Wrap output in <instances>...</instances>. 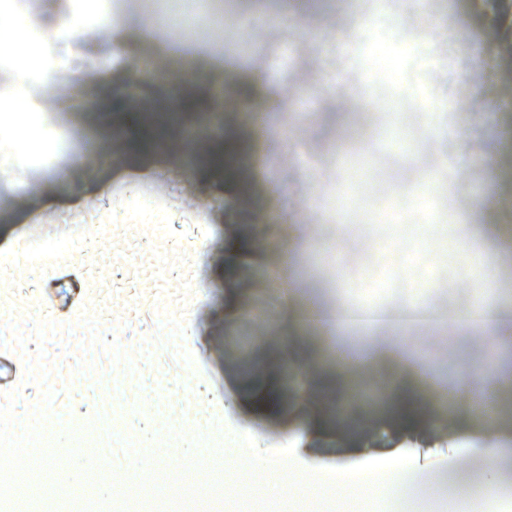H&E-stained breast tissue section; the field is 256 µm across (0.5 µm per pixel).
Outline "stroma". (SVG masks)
<instances>
[{
  "label": "stroma",
  "mask_w": 512,
  "mask_h": 512,
  "mask_svg": "<svg viewBox=\"0 0 512 512\" xmlns=\"http://www.w3.org/2000/svg\"><path fill=\"white\" fill-rule=\"evenodd\" d=\"M80 0H11L0 28L28 20L37 34L81 12ZM157 28L140 31L141 0H102L76 36L44 43L39 67L0 58L8 95L25 91L36 138L0 126V298L27 297L32 348L0 344V416L38 433L56 410L87 419L95 395L116 425L144 442L146 408L202 402L218 432L182 448L252 436L264 454L304 449L309 464L354 463L359 451L407 448L432 496L387 499L408 512H456L459 480L482 462L472 448L495 419L512 449V344L483 333L419 326L320 328L293 334L252 312L317 304L462 311L512 308V264L480 278L458 243L488 260L512 249V51L484 0H153ZM223 45L224 62L213 58ZM394 48L390 87L373 58ZM156 72L139 78L136 64ZM196 99L197 115L154 152L136 154L132 114ZM240 146L245 165H204L209 144ZM391 195H373L372 184ZM142 220L129 251L156 242L176 264L152 283L105 273L101 243ZM490 224L489 236H472ZM88 328L108 344L141 346L176 333L165 368L140 365V404L122 384L88 391L73 342ZM410 352L421 373L403 368ZM60 382L46 388L36 371ZM365 394L345 410L327 377ZM277 406L263 410L261 396ZM414 398L412 421L395 414Z\"/></svg>",
  "instance_id": "obj_1"
}]
</instances>
